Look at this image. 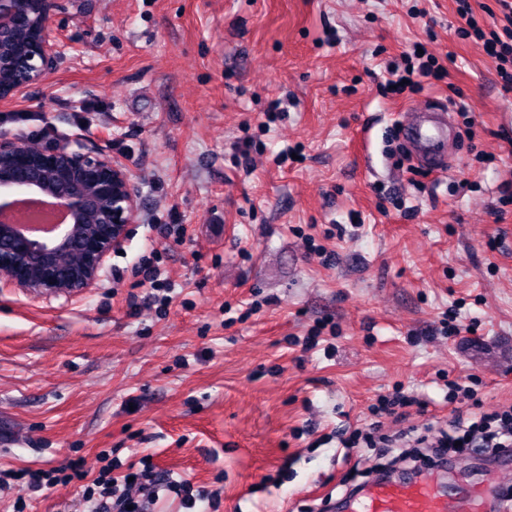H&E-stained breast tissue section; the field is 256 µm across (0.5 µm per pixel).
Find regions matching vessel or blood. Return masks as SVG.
I'll return each mask as SVG.
<instances>
[{
    "instance_id": "b4317fda",
    "label": "vessel or blood",
    "mask_w": 512,
    "mask_h": 512,
    "mask_svg": "<svg viewBox=\"0 0 512 512\" xmlns=\"http://www.w3.org/2000/svg\"><path fill=\"white\" fill-rule=\"evenodd\" d=\"M438 116L419 113L411 127V135L423 158L433 169H442L433 149L430 129L438 128ZM360 512H489L483 491L467 485L442 488L429 479L400 482L384 479L373 483L363 492Z\"/></svg>"
}]
</instances>
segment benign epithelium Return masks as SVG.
Returning <instances> with one entry per match:
<instances>
[{
	"mask_svg": "<svg viewBox=\"0 0 512 512\" xmlns=\"http://www.w3.org/2000/svg\"><path fill=\"white\" fill-rule=\"evenodd\" d=\"M53 0H0V100L44 81L59 55ZM50 194L71 215L68 224L34 240L0 223V288L66 300L92 288L107 257L126 238L137 213V195L126 168L101 152L65 139L37 146L0 135V210L17 198Z\"/></svg>",
	"mask_w": 512,
	"mask_h": 512,
	"instance_id": "benign-epithelium-1",
	"label": "benign epithelium"
}]
</instances>
